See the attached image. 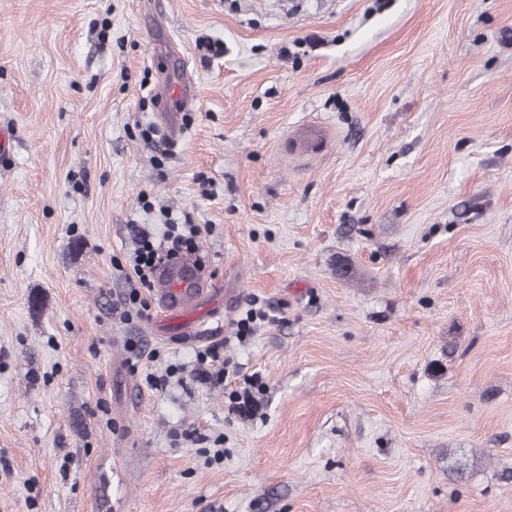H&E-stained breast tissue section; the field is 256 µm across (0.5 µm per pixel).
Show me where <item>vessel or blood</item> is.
Wrapping results in <instances>:
<instances>
[{
    "label": "vessel or blood",
    "instance_id": "b4317fda",
    "mask_svg": "<svg viewBox=\"0 0 512 512\" xmlns=\"http://www.w3.org/2000/svg\"><path fill=\"white\" fill-rule=\"evenodd\" d=\"M207 282L196 262L177 258L163 264L154 293L166 319H184L196 297L204 295Z\"/></svg>",
    "mask_w": 512,
    "mask_h": 512
}]
</instances>
